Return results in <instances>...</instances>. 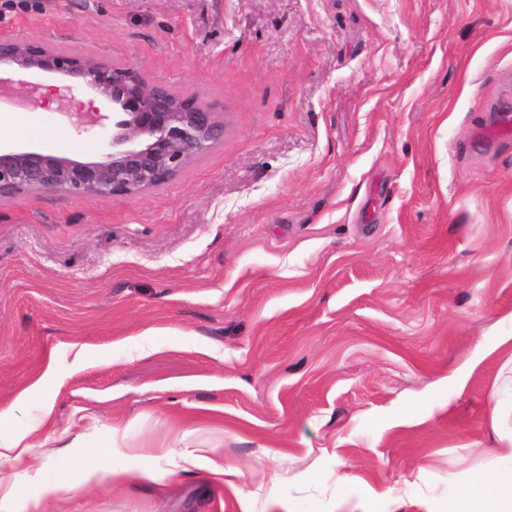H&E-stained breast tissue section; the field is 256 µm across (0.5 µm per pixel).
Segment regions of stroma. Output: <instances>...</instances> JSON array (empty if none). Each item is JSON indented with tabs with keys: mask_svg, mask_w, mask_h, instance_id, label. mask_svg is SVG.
I'll return each mask as SVG.
<instances>
[{
	"mask_svg": "<svg viewBox=\"0 0 512 512\" xmlns=\"http://www.w3.org/2000/svg\"><path fill=\"white\" fill-rule=\"evenodd\" d=\"M1 35L132 64L224 121L138 196L0 198V412L56 375L15 472L114 438L216 444L232 471L113 454L154 480L44 512H447L511 372L512 141L484 133L512 113V0H0ZM15 99L12 144L104 151L106 129Z\"/></svg>",
	"mask_w": 512,
	"mask_h": 512,
	"instance_id": "35a3bbf8",
	"label": "stroma"
}]
</instances>
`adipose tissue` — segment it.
<instances>
[{"label":"adipose tissue","instance_id":"obj_1","mask_svg":"<svg viewBox=\"0 0 512 512\" xmlns=\"http://www.w3.org/2000/svg\"><path fill=\"white\" fill-rule=\"evenodd\" d=\"M46 378H39L22 391L10 412L14 429L6 441H0V512H11L17 501H24L26 512H43L46 500L60 491L78 495L90 485L104 482L126 484L147 479V472L101 468L96 450H88L87 461L69 483H61L52 470L42 468L21 481L9 468L19 462L31 449L30 428L23 420L29 403L47 402ZM490 421L499 437L489 470L476 473L462 486L449 506L448 512H512V379L501 381L495 388L490 408ZM35 484L36 495H28L27 484Z\"/></svg>","mask_w":512,"mask_h":512}]
</instances>
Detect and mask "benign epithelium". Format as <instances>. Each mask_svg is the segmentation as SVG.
Instances as JSON below:
<instances>
[{"mask_svg": "<svg viewBox=\"0 0 512 512\" xmlns=\"http://www.w3.org/2000/svg\"><path fill=\"white\" fill-rule=\"evenodd\" d=\"M62 77L54 102L92 93L112 105L111 150L78 160L46 149L0 150V197L61 192L90 201L134 196L174 178L192 159L224 138V123L193 95L175 96L149 84L132 64L57 51L35 41L0 36V93L12 94V73ZM78 128L104 125L93 108L67 112Z\"/></svg>", "mask_w": 512, "mask_h": 512, "instance_id": "benign-epithelium-1", "label": "benign epithelium"}]
</instances>
